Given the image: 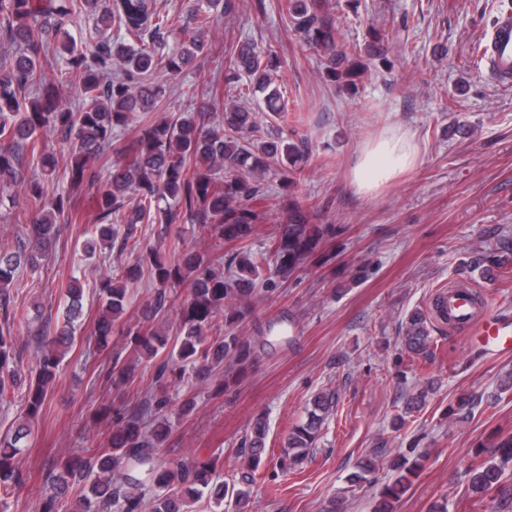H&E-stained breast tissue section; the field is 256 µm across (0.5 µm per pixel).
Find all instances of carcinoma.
<instances>
[{
  "label": "carcinoma",
  "instance_id": "obj_1",
  "mask_svg": "<svg viewBox=\"0 0 512 512\" xmlns=\"http://www.w3.org/2000/svg\"><path fill=\"white\" fill-rule=\"evenodd\" d=\"M158 2L113 0L99 12L97 0H0V38L13 46L12 53L0 59V189H19L17 197L6 200L0 195V211L23 233L17 246L0 245V402L14 394L3 374L14 373L18 366L13 329L28 314L21 271L37 272L39 260L55 249L61 225L76 218L78 191L96 190L99 206L101 223L87 228L83 242L89 257L114 248L126 250L138 224H156L169 235L181 215L200 225L208 238L230 245L213 257L206 250H180L178 235L172 257L148 251L131 263L111 267L98 283L94 336L99 346L108 347L118 333L137 356L133 363L112 351L107 378L132 383L137 362L145 360L155 367L153 390L123 409L108 447L58 463L48 476L51 492L43 498L42 512H59L61 496L75 484L88 487L78 512H191L190 504L205 495L220 510L226 498L243 507L266 454L264 420H255L240 448L250 473L239 484L216 481L224 468L219 457L191 466L167 464L159 448L170 429L165 414L169 376L176 372L186 383L212 380L219 395L238 381L224 371V362L233 363L242 374L255 358L254 349L235 330L256 296L259 261L246 242L259 220L251 202L264 195L268 175L279 178L282 195L288 197L285 221L267 247L278 283L287 282L308 260L321 257L323 240L334 232L331 224L312 223L311 208L294 196L304 177L307 146L288 128V117L295 112L274 84L282 61L270 47L230 45L224 66L197 69L206 89L250 87L261 94L258 106L216 101L200 108L209 112L207 116L145 122L134 137H123L133 114L155 111L166 94L165 86L149 84L147 78L163 70L175 79L193 63H201L208 54L205 33L223 18L233 21L240 5V0H206L202 6L196 0L189 14L196 35L184 39L187 25L180 16L160 9ZM281 10L302 43L321 58L325 81L340 89L356 87L369 71L373 52L369 45L359 50L347 46L332 0H281ZM87 11L99 13L103 30L117 27L123 40L105 34L83 45L63 37L65 27ZM170 39L172 49L158 53L156 44ZM60 69L81 95L75 109L61 102L63 83L56 80ZM43 131L68 148L66 190L48 191L56 162L41 138ZM105 155L113 161L103 170L94 162ZM467 267L506 280L512 276V248L505 246L497 255L476 252ZM144 278L155 285V296L143 306L145 323L131 327L123 320L131 302L128 285ZM177 289L185 294L176 309V344L170 347L164 317L168 298ZM61 290L68 299L65 322L55 328L45 324L24 408L15 429L0 437V507L24 483L19 442L45 419L48 397L75 339L83 284L71 275ZM429 342L426 316L411 313L403 337L405 351L420 355ZM310 406L308 419L288 431L280 465L290 470L314 448L336 407L335 392L315 394ZM491 447L492 457L477 456L467 467L472 492L482 496L504 483L512 462V435L495 439ZM425 461L424 453L410 465L402 455L396 459L398 475L381 492L375 512H393Z\"/></svg>",
  "mask_w": 512,
  "mask_h": 512
}]
</instances>
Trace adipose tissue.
I'll return each mask as SVG.
<instances>
[{
  "label": "adipose tissue",
  "mask_w": 512,
  "mask_h": 512,
  "mask_svg": "<svg viewBox=\"0 0 512 512\" xmlns=\"http://www.w3.org/2000/svg\"><path fill=\"white\" fill-rule=\"evenodd\" d=\"M418 159L415 134L401 126L389 127L363 147L349 173V183L358 195L375 197L413 169Z\"/></svg>",
  "instance_id": "ef3b65f1"
}]
</instances>
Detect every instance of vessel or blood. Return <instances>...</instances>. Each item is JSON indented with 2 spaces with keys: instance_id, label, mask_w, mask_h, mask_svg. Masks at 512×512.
Segmentation results:
<instances>
[{
  "instance_id": "vessel-or-blood-1",
  "label": "vessel or blood",
  "mask_w": 512,
  "mask_h": 512,
  "mask_svg": "<svg viewBox=\"0 0 512 512\" xmlns=\"http://www.w3.org/2000/svg\"><path fill=\"white\" fill-rule=\"evenodd\" d=\"M487 63L494 77L503 83L512 82V12L497 17L486 40ZM447 308H435L440 322L464 332L466 336L492 340L502 346L512 345V332L499 328L485 310L475 302L470 291L461 286H449L444 294Z\"/></svg>"
}]
</instances>
